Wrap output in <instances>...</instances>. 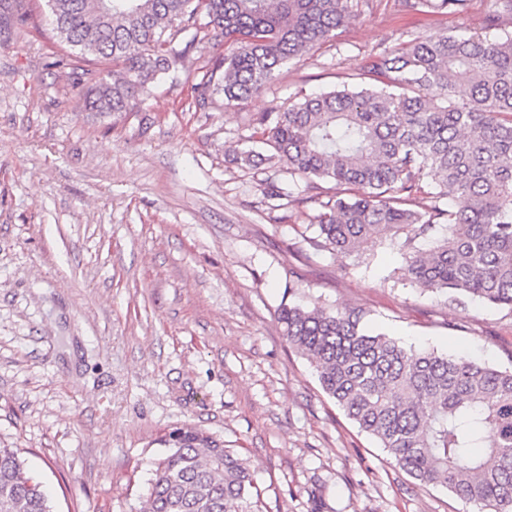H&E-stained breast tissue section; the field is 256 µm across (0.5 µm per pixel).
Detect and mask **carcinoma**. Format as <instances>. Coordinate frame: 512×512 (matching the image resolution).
<instances>
[{"label": "carcinoma", "instance_id": "obj_1", "mask_svg": "<svg viewBox=\"0 0 512 512\" xmlns=\"http://www.w3.org/2000/svg\"><path fill=\"white\" fill-rule=\"evenodd\" d=\"M447 11L464 0H402ZM66 46L56 66L95 112H133L160 73L191 72L178 35L224 34L227 51L191 84L197 104L240 103L280 68L335 36L347 0H47ZM112 70L91 69L93 60ZM361 83L308 96L257 117L264 157L314 188L345 192L324 203L311 246L362 258L389 240L401 279L512 312V33L491 40L435 32L358 66ZM444 200L448 208L437 202ZM359 308L284 304L288 342L314 367L326 395L413 478L474 506L512 512V367L416 350L367 327ZM152 463L143 512H262L247 462L190 426L171 429ZM0 512H51L13 448H0Z\"/></svg>", "mask_w": 512, "mask_h": 512}]
</instances>
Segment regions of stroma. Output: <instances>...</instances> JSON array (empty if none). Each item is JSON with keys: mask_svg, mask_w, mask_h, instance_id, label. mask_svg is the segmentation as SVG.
<instances>
[{"mask_svg": "<svg viewBox=\"0 0 512 512\" xmlns=\"http://www.w3.org/2000/svg\"><path fill=\"white\" fill-rule=\"evenodd\" d=\"M497 0L462 13L361 0L335 37L238 105L196 108L158 76L139 111H88L44 19L0 29V447L22 451L54 512H142L160 437L189 424L247 459L263 512H472L415 480L359 431L288 343L293 302L366 310L374 328L505 366L512 312L404 285L398 248L367 265L314 250L307 202L261 150L254 120L349 83L361 59L437 31L485 30Z\"/></svg>", "mask_w": 512, "mask_h": 512, "instance_id": "stroma-1", "label": "stroma"}]
</instances>
